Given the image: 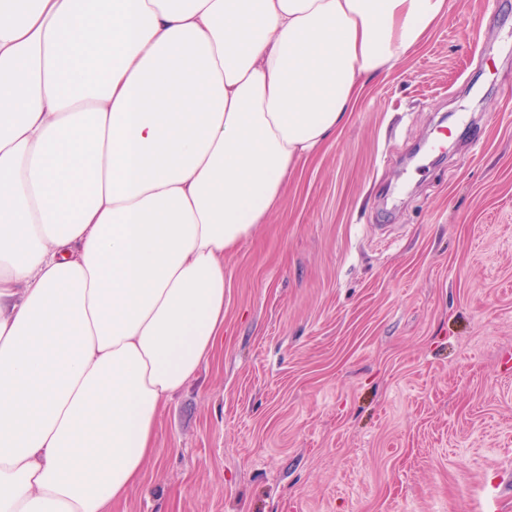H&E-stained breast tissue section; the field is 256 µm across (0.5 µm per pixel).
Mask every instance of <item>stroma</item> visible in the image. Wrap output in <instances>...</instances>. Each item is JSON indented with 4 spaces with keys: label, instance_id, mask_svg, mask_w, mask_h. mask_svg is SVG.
<instances>
[{
    "label": "stroma",
    "instance_id": "stroma-1",
    "mask_svg": "<svg viewBox=\"0 0 512 512\" xmlns=\"http://www.w3.org/2000/svg\"><path fill=\"white\" fill-rule=\"evenodd\" d=\"M115 512H512V0H448L225 256Z\"/></svg>",
    "mask_w": 512,
    "mask_h": 512
}]
</instances>
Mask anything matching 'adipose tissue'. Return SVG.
<instances>
[{"mask_svg": "<svg viewBox=\"0 0 512 512\" xmlns=\"http://www.w3.org/2000/svg\"><path fill=\"white\" fill-rule=\"evenodd\" d=\"M448 0H0V512H111L224 257Z\"/></svg>", "mask_w": 512, "mask_h": 512, "instance_id": "1", "label": "adipose tissue"}]
</instances>
